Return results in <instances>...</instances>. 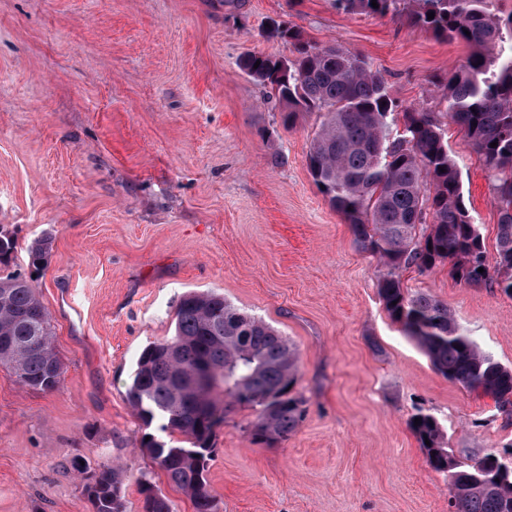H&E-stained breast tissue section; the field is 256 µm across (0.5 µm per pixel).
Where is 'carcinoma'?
Returning <instances> with one entry per match:
<instances>
[{
    "label": "carcinoma",
    "instance_id": "cac0c4a2",
    "mask_svg": "<svg viewBox=\"0 0 512 512\" xmlns=\"http://www.w3.org/2000/svg\"><path fill=\"white\" fill-rule=\"evenodd\" d=\"M335 2L346 13L402 17L470 48L440 92L492 184L499 215L494 267L439 124L430 113L392 98L364 57L338 44H311L299 30L277 25L269 35L290 44L294 57L249 52L238 67L271 86L284 121L320 113L307 155L309 172L350 225L354 243L379 258L378 292L389 315L439 373L511 413L512 368L464 334L448 306L409 294L400 271L426 272L446 262L449 274L465 283L494 285L512 296V10L492 11L498 0ZM50 248L47 239L29 246L32 271L45 267ZM15 249L13 236L0 226L1 265ZM31 281L20 273L0 277V365L11 369L21 386L52 392L62 382L63 368L49 314ZM172 343L180 345L175 357L167 352ZM204 366L208 379L197 385ZM297 374L296 353L278 330L221 294L191 291L177 304L173 336L142 351L128 388V401L143 425L156 424L165 433L141 438L140 448L190 498L194 512H218L206 473L228 407L255 412L248 425L253 442L285 441L305 416V400L295 391ZM408 425L430 465L448 477L454 512H512V476L498 478L491 461L496 453L463 461L447 448L433 415L418 413ZM72 466L86 480L92 512H126L122 469L109 463L92 469L78 458ZM139 491L143 512H173L171 500L151 483L139 482Z\"/></svg>",
    "mask_w": 512,
    "mask_h": 512
}]
</instances>
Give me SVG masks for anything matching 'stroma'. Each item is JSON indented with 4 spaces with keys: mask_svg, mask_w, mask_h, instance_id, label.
Returning <instances> with one entry per match:
<instances>
[{
    "mask_svg": "<svg viewBox=\"0 0 512 512\" xmlns=\"http://www.w3.org/2000/svg\"><path fill=\"white\" fill-rule=\"evenodd\" d=\"M275 21L365 56L393 98L434 114L495 262L483 160L434 91L463 44L334 0H0V224L15 270L52 239L34 286L64 371L44 393L0 367V512H92L76 458L126 469V512H142V480L194 512L141 451L127 399L140 353L172 336L189 291L285 336L307 402L273 446L252 441V410L226 416L207 471L219 512H449L448 480L408 426L418 412L459 459L512 445V416L437 372L388 315L376 257L309 173L318 114L285 124L239 69L248 52L290 56L264 35ZM400 277L512 368V297L444 264Z\"/></svg>",
    "mask_w": 512,
    "mask_h": 512,
    "instance_id": "1",
    "label": "stroma"
}]
</instances>
